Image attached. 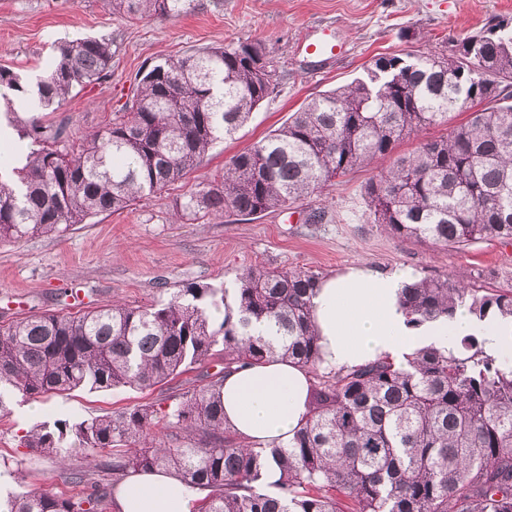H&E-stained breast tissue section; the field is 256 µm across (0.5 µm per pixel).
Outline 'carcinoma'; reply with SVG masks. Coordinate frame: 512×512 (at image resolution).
<instances>
[{
  "label": "carcinoma",
  "mask_w": 512,
  "mask_h": 512,
  "mask_svg": "<svg viewBox=\"0 0 512 512\" xmlns=\"http://www.w3.org/2000/svg\"><path fill=\"white\" fill-rule=\"evenodd\" d=\"M131 19L179 16L194 0H102ZM468 62L440 48L376 58L357 78L312 98L280 128L233 155L224 170L173 201L176 218L286 211L356 169L392 155L364 186L371 223L392 236L461 247L512 241V23L495 18ZM267 61L270 80L257 60ZM112 38L60 41L36 91L60 109L73 92L109 76ZM282 71L260 41L204 47L143 68L122 115L74 144L63 123L21 122L27 164L0 168V241L64 234L118 214L192 173L278 87ZM0 88L26 89L0 67ZM461 93L476 99L466 122L440 139ZM236 287L190 283L164 303L106 304L79 316L34 314L0 326V412L14 396L76 389L147 388L218 356L224 367L164 414L182 431L156 439L152 407L78 422L58 419L24 435L61 464L78 452L126 446L95 464L112 482L77 501L36 488L0 497V512H104L136 470L165 468L208 490L199 512H512V362L477 336L456 351L434 344L403 362L382 358L326 368L311 317L319 275L250 267ZM419 327L464 308L477 321L512 322V290L472 288L452 276L403 288ZM223 310L220 322L213 312ZM275 357L311 374L306 419L284 445L254 447L224 422L227 374Z\"/></svg>",
  "instance_id": "cac0c4a2"
}]
</instances>
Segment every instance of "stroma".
<instances>
[{
	"mask_svg": "<svg viewBox=\"0 0 512 512\" xmlns=\"http://www.w3.org/2000/svg\"><path fill=\"white\" fill-rule=\"evenodd\" d=\"M512 19V0H196L175 18L131 20L101 0H0V66L28 81L44 73L57 42L108 35L112 75L81 88L60 110H39L43 122L66 123L72 141L119 118L144 67L206 46L262 42L284 73L276 93L254 111L235 138L218 143L202 166L133 209L63 235L0 241V325L42 312L76 315L118 300L131 306L167 301L190 282L223 288L253 267L301 268L319 276L367 263L410 278L452 275L472 287L512 289V242L485 240L455 249L402 240L370 223L364 185L370 169L337 179L311 206H329L335 218L308 224L302 210L261 217L227 216L173 222L172 204L201 178L221 170L242 148L284 124L311 97L363 76L381 55L418 54L478 33L492 18ZM342 48L308 52L321 34ZM82 297L73 306L72 292ZM196 378L187 372L151 388L77 390L33 400L16 397L0 416V470L10 488L52 489L78 499L87 490L66 480L63 467L88 468L85 456L67 464L20 438L58 418L81 421L141 405L165 407Z\"/></svg>",
	"mask_w": 512,
	"mask_h": 512,
	"instance_id": "stroma-1",
	"label": "stroma"
}]
</instances>
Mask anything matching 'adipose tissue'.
Returning a JSON list of instances; mask_svg holds the SVG:
<instances>
[{
  "instance_id": "1",
  "label": "adipose tissue",
  "mask_w": 512,
  "mask_h": 512,
  "mask_svg": "<svg viewBox=\"0 0 512 512\" xmlns=\"http://www.w3.org/2000/svg\"><path fill=\"white\" fill-rule=\"evenodd\" d=\"M403 272L360 264L322 279L312 315L328 366L350 368L387 356L400 360L417 347L455 350L464 336H480L487 348L512 358V333L478 323L459 310L449 324L414 329L398 304ZM310 376L305 368L278 360L237 370L224 379V412L232 430L267 445L292 436L307 413ZM205 492L173 474L139 471L114 493L116 512H197Z\"/></svg>"
}]
</instances>
